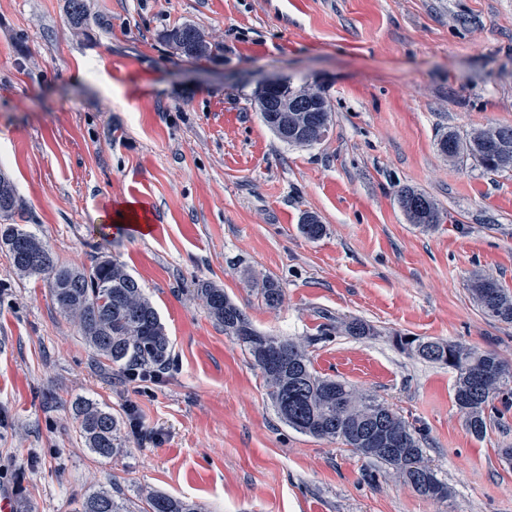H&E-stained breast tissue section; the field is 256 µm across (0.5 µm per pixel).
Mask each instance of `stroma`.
Wrapping results in <instances>:
<instances>
[{
  "label": "stroma",
  "mask_w": 512,
  "mask_h": 512,
  "mask_svg": "<svg viewBox=\"0 0 512 512\" xmlns=\"http://www.w3.org/2000/svg\"><path fill=\"white\" fill-rule=\"evenodd\" d=\"M0 0V172L25 225L59 262L123 263L172 345L156 378L95 361L46 282L19 279L0 250V497L72 512L107 487L141 503L162 491L206 512H512V402L475 438L447 366L396 335L496 351L512 324L485 317L477 274L512 292V171L448 160L445 131L512 126V0ZM191 24L206 58L161 39ZM287 78L326 96L317 144L281 142L257 108ZM440 222L409 223L401 188ZM152 210L149 236L112 221V202ZM324 235L307 239L305 214ZM284 300L268 308L264 278ZM214 283L270 336L305 345L318 375L388 403L422 437L451 490L418 495L341 443L288 427L260 371L197 296ZM360 319L372 337L336 332ZM121 421L103 459L79 437L76 399ZM143 435L134 437L131 420Z\"/></svg>",
  "instance_id": "obj_1"
}]
</instances>
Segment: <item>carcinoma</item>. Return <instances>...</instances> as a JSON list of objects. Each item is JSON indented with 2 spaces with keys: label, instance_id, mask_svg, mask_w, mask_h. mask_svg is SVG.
<instances>
[{
  "label": "carcinoma",
  "instance_id": "obj_1",
  "mask_svg": "<svg viewBox=\"0 0 512 512\" xmlns=\"http://www.w3.org/2000/svg\"><path fill=\"white\" fill-rule=\"evenodd\" d=\"M67 20L75 32L85 30L89 20L85 0H67ZM162 38L179 45V52L187 58L209 57L219 50V45L191 24L168 29ZM287 93L294 108L288 113V127L295 135L286 143L310 145L322 140L331 122L326 97L302 87ZM257 101L264 123L273 127L279 117V96H260ZM438 147L453 161L472 160L492 173L512 171V127L474 129L465 134L450 129L441 136ZM397 199L410 223L426 228L439 223V209L427 195L403 188ZM18 209L13 185L0 174V217L9 220ZM300 231L316 240L325 226L316 216L307 215ZM0 249L7 251L19 276L47 282L58 311L78 325L97 359L146 370L168 365L171 349L165 327L138 281L121 264L105 258L88 272L62 264L20 224H0ZM468 288L484 314L512 323V293L496 279L475 275ZM199 295L210 316L224 326V334L245 347L265 379L277 414L288 426L315 438L340 442L353 453L381 464L421 496L449 497L447 483L437 477L424 457L422 438L399 413L345 381L318 375L302 343L256 330L224 289L204 283ZM261 295L270 307L282 300V290L272 278L263 280ZM344 332L362 338L371 335L372 329L353 319L344 323ZM398 344L455 373L456 404L466 415L468 431L476 438L483 437L489 401L512 391V364L492 350L448 342L401 336ZM74 409L85 446L101 458L116 455L120 419L87 400L76 401ZM73 512H132V507L111 492L98 490L77 501ZM141 512H201V508L193 501L156 492L146 498Z\"/></svg>",
  "mask_w": 512,
  "mask_h": 512
}]
</instances>
